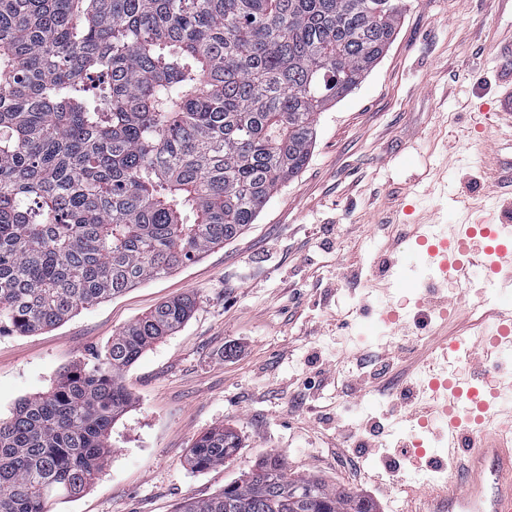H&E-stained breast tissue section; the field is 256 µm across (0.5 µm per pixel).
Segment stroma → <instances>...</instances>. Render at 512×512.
Returning <instances> with one entry per match:
<instances>
[{"mask_svg":"<svg viewBox=\"0 0 512 512\" xmlns=\"http://www.w3.org/2000/svg\"><path fill=\"white\" fill-rule=\"evenodd\" d=\"M512 41V0H407L394 40L365 80L317 119L308 163L268 201L255 223L168 277L80 310L30 335L0 334V415L48 390L64 368L91 359L161 302L194 294L197 306L120 380L131 395L112 427V455L79 498L52 512H174L206 499L263 456L291 472L400 512L406 486L436 483V471L398 465L412 439L391 395L427 396L419 362L440 358L436 338L455 333L439 300L453 297L408 225L459 224L470 206L512 226V199L495 192L491 116L512 122V87L498 81L499 48ZM390 266L398 288L372 283ZM471 319L512 303V288L473 271ZM398 325L383 321L388 309ZM383 353L384 375L362 381L358 360ZM323 378L320 389L306 380ZM233 428L232 460L203 471L188 463L195 440Z\"/></svg>","mask_w":512,"mask_h":512,"instance_id":"35a3bbf8","label":"stroma"}]
</instances>
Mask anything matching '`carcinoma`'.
<instances>
[{
  "label": "carcinoma",
  "instance_id": "cac0c4a2",
  "mask_svg": "<svg viewBox=\"0 0 512 512\" xmlns=\"http://www.w3.org/2000/svg\"><path fill=\"white\" fill-rule=\"evenodd\" d=\"M405 0H0V333L29 334L237 237L307 164L318 115L393 40ZM159 304L0 418V512H51L102 472L119 376L178 329ZM203 433L189 461L232 459ZM176 512H377L267 455Z\"/></svg>",
  "mask_w": 512,
  "mask_h": 512
}]
</instances>
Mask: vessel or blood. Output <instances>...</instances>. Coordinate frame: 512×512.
<instances>
[{
  "mask_svg": "<svg viewBox=\"0 0 512 512\" xmlns=\"http://www.w3.org/2000/svg\"><path fill=\"white\" fill-rule=\"evenodd\" d=\"M417 244L437 262L443 274L453 275L456 304L468 302L469 267L492 257L491 270L512 288V233L494 219L474 224H417L411 231ZM494 333L472 340L483 356L470 382L443 381L442 400L420 406L407 416L422 426L441 419L448 434L446 453L452 462L443 488L425 486L430 512H512V399L501 401L502 385H488L486 377L499 373L492 349L512 336V305L492 311Z\"/></svg>",
  "mask_w": 512,
  "mask_h": 512,
  "instance_id": "b4317fda",
  "label": "vessel or blood"
}]
</instances>
